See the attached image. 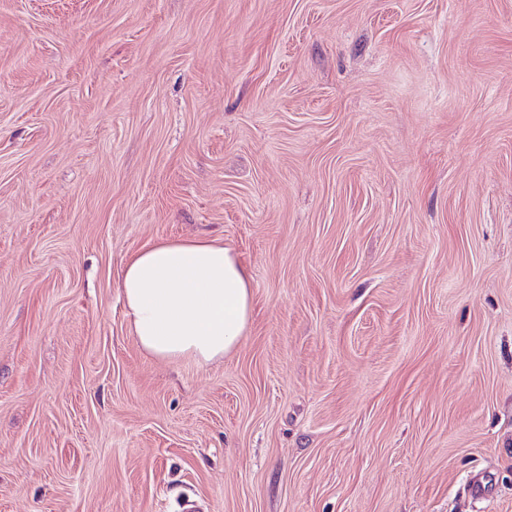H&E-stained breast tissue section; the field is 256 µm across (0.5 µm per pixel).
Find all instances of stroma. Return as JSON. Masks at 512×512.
Masks as SVG:
<instances>
[{
    "label": "stroma",
    "mask_w": 512,
    "mask_h": 512,
    "mask_svg": "<svg viewBox=\"0 0 512 512\" xmlns=\"http://www.w3.org/2000/svg\"><path fill=\"white\" fill-rule=\"evenodd\" d=\"M211 235L224 360L117 282ZM512 512V0H0V512ZM118 288L131 334L160 360L223 359L251 318V277L224 241L159 240L132 255Z\"/></svg>",
    "instance_id": "1"
}]
</instances>
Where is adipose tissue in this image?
<instances>
[{"instance_id": "obj_1", "label": "adipose tissue", "mask_w": 512, "mask_h": 512, "mask_svg": "<svg viewBox=\"0 0 512 512\" xmlns=\"http://www.w3.org/2000/svg\"><path fill=\"white\" fill-rule=\"evenodd\" d=\"M118 287L132 335L160 360L223 359L250 323L251 278L218 239L151 243L126 261Z\"/></svg>"}]
</instances>
